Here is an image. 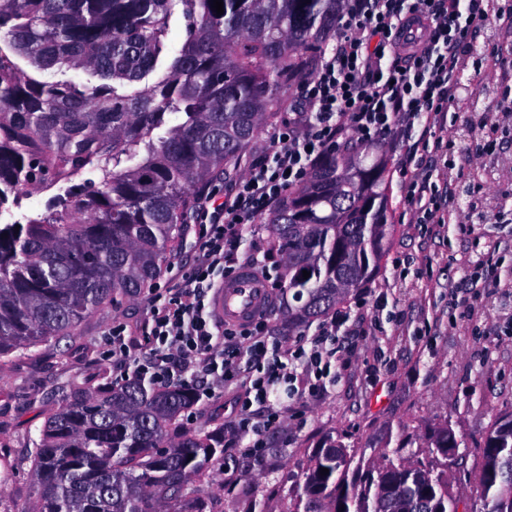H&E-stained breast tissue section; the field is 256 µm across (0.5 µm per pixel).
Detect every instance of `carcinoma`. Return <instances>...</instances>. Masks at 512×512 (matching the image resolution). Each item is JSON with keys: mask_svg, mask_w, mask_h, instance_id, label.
Masks as SVG:
<instances>
[{"mask_svg": "<svg viewBox=\"0 0 512 512\" xmlns=\"http://www.w3.org/2000/svg\"><path fill=\"white\" fill-rule=\"evenodd\" d=\"M223 2L220 15L213 0H0V358L156 282L212 183L277 125L280 89L309 70L344 4ZM373 149L326 155L264 218L285 257L290 333L364 287L389 250L386 161L366 163ZM45 192L42 209L15 217ZM195 404L187 387L140 380L62 391L34 444L33 512L191 501L224 460V435L182 430ZM468 448L446 421L367 459L329 438L288 512H459L449 469ZM478 454L482 512H512V413Z\"/></svg>", "mask_w": 512, "mask_h": 512, "instance_id": "carcinoma-1", "label": "carcinoma"}]
</instances>
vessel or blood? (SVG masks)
<instances>
[{
  "label": "vessel or blood",
  "mask_w": 512,
  "mask_h": 512,
  "mask_svg": "<svg viewBox=\"0 0 512 512\" xmlns=\"http://www.w3.org/2000/svg\"><path fill=\"white\" fill-rule=\"evenodd\" d=\"M271 302L262 277L245 264L219 288L214 298V311L224 321L244 325L263 314Z\"/></svg>",
  "instance_id": "b4317fda"
}]
</instances>
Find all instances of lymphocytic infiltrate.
<instances>
[{
	"mask_svg": "<svg viewBox=\"0 0 512 512\" xmlns=\"http://www.w3.org/2000/svg\"><path fill=\"white\" fill-rule=\"evenodd\" d=\"M511 19L512 0H346L332 40L302 84L299 112L282 122L223 201L198 213L197 261L183 284L153 290L142 330L148 357H134L125 326H113L115 384L137 378L186 386L200 397L235 389V416L224 433L225 487L239 482L242 441L262 459L263 437L284 425L289 400L321 398L335 384L346 365L352 314L364 306L356 298L292 341L262 317L241 326L215 319L212 292L238 267L242 228L354 138L403 145L405 199L416 223H443L426 171L429 157L447 146L435 130L458 94L460 60L477 33Z\"/></svg>",
	"mask_w": 512,
	"mask_h": 512,
	"instance_id": "f902f5d3",
	"label": "lymphocytic infiltrate"
}]
</instances>
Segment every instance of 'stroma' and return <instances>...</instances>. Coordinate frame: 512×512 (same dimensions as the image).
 Returning a JSON list of instances; mask_svg holds the SVG:
<instances>
[{"label": "stroma", "mask_w": 512, "mask_h": 512, "mask_svg": "<svg viewBox=\"0 0 512 512\" xmlns=\"http://www.w3.org/2000/svg\"><path fill=\"white\" fill-rule=\"evenodd\" d=\"M488 72L496 82L488 111L493 151L482 168H473L465 153L470 129L461 121L442 129L451 145L431 162L441 200L457 196L461 186L485 183V171L512 164V128L499 122L512 105V67L492 64ZM377 150L388 160L395 232L369 283L367 333L355 337L348 367L324 398L291 402L287 431L266 437L263 465L241 458L234 491L225 490L220 470L198 482L194 497L206 512H288L297 474L330 436L360 447L446 421L478 440L496 416L512 412V198L489 197L468 234L459 231L454 212L441 224L411 223L400 151L388 144ZM479 256L489 258L488 272L463 280L460 264ZM150 297L142 290L120 309L88 317L74 335L0 363V512H31L37 499L33 442L47 414L61 390L95 393L111 386L109 330L118 321L137 332ZM232 419L233 394L220 389L180 424L213 431Z\"/></svg>", "instance_id": "obj_1"}]
</instances>
